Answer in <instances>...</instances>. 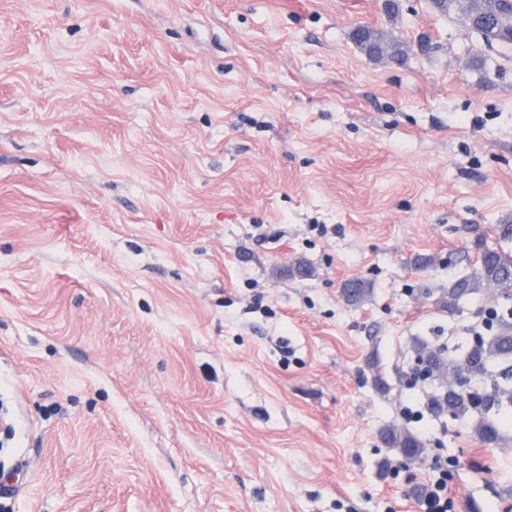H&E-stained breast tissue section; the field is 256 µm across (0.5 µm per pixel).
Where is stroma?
Segmentation results:
<instances>
[{
  "instance_id": "obj_1",
  "label": "stroma",
  "mask_w": 512,
  "mask_h": 512,
  "mask_svg": "<svg viewBox=\"0 0 512 512\" xmlns=\"http://www.w3.org/2000/svg\"><path fill=\"white\" fill-rule=\"evenodd\" d=\"M399 3L0 0V512H423L438 451L512 512V427L406 382L502 301L440 307L512 224V48ZM353 36L355 42L363 47L369 56L380 57L387 53V47L373 29L359 27ZM444 348L442 347H424L418 354L417 364L418 373L423 380L432 382L437 380L438 373L444 364ZM384 440L391 448H399L406 459L414 458L418 448H421L420 440L410 433L391 432L384 437Z\"/></svg>"
}]
</instances>
